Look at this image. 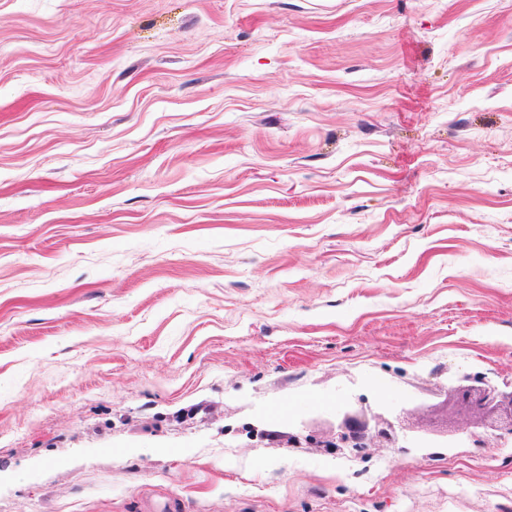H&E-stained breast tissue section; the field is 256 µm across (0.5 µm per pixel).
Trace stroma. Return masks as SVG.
Masks as SVG:
<instances>
[{
    "label": "stroma",
    "mask_w": 512,
    "mask_h": 512,
    "mask_svg": "<svg viewBox=\"0 0 512 512\" xmlns=\"http://www.w3.org/2000/svg\"><path fill=\"white\" fill-rule=\"evenodd\" d=\"M478 378L512 0H0V512H512ZM342 408L396 446L321 448ZM475 382L478 385L449 388L446 406L485 429L471 439L477 447L499 448L502 441L512 437V384L511 390L506 391L483 379Z\"/></svg>",
    "instance_id": "stroma-1"
}]
</instances>
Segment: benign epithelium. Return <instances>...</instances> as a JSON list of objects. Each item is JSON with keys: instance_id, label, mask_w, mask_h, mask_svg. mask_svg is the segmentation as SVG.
Listing matches in <instances>:
<instances>
[{"instance_id": "1", "label": "benign epithelium", "mask_w": 512, "mask_h": 512, "mask_svg": "<svg viewBox=\"0 0 512 512\" xmlns=\"http://www.w3.org/2000/svg\"><path fill=\"white\" fill-rule=\"evenodd\" d=\"M446 406L484 428L483 434L472 437L478 447L497 448L502 441L512 437V390H502L480 379L476 384L449 388ZM371 443L394 447V424L382 418L372 428L363 413L338 412L336 431L330 432L325 447L359 449Z\"/></svg>"}]
</instances>
